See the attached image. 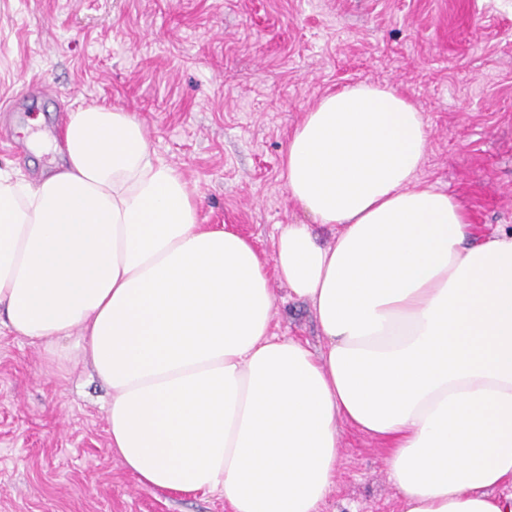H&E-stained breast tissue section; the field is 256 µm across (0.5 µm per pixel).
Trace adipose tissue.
<instances>
[{
  "label": "adipose tissue",
  "mask_w": 512,
  "mask_h": 512,
  "mask_svg": "<svg viewBox=\"0 0 512 512\" xmlns=\"http://www.w3.org/2000/svg\"><path fill=\"white\" fill-rule=\"evenodd\" d=\"M428 144L393 87L323 96L282 151L314 222L267 253L201 223L135 114L77 108L48 174L0 169V327L50 367L83 356L145 485L319 512L346 423L384 445L399 512H512V234L420 179ZM275 282L318 350L273 333Z\"/></svg>",
  "instance_id": "1"
}]
</instances>
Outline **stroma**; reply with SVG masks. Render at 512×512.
<instances>
[{
	"mask_svg": "<svg viewBox=\"0 0 512 512\" xmlns=\"http://www.w3.org/2000/svg\"><path fill=\"white\" fill-rule=\"evenodd\" d=\"M368 80L423 112L422 180L478 234L512 232V0H0V168L50 170L68 112L137 114L200 199L202 223L272 251L313 218L281 176L284 144L323 95ZM47 82L49 99L29 97ZM37 136L41 151L18 141ZM275 334L319 345L310 306L275 286ZM106 392L82 357L60 375L0 330V512H230L222 495L143 485L109 446ZM320 512H398L376 440L343 428Z\"/></svg>",
	"mask_w": 512,
	"mask_h": 512,
	"instance_id": "1",
	"label": "stroma"
}]
</instances>
